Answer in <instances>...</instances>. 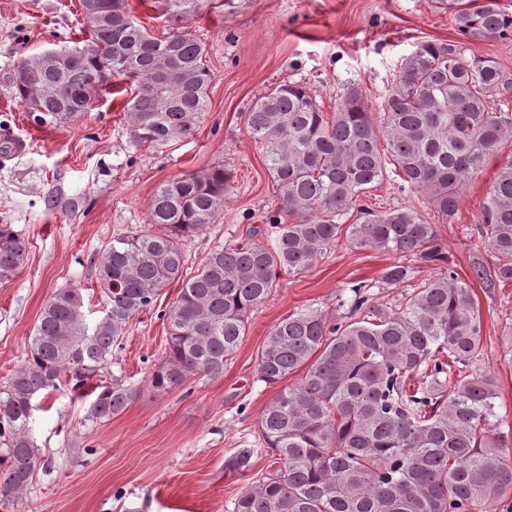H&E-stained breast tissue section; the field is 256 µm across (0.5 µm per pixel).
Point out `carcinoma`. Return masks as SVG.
<instances>
[{"label": "carcinoma", "mask_w": 512, "mask_h": 512, "mask_svg": "<svg viewBox=\"0 0 512 512\" xmlns=\"http://www.w3.org/2000/svg\"><path fill=\"white\" fill-rule=\"evenodd\" d=\"M104 2L110 14L83 13L89 37L61 50L60 67L42 66V53L16 66L9 76L15 94L23 104L36 99L42 117L66 123L119 77L129 84L125 120L135 144L163 149L188 138L207 112L213 80L207 46L189 25L205 0H158L170 29L161 39L132 15L128 0ZM448 11L465 38L512 40V13L496 0H448ZM509 94L512 79L496 60L469 59L448 40L424 41L405 59L379 125L358 87L330 116L301 83L261 95L246 123L279 200L265 225L267 243L219 245L187 275V247L220 221L230 177L220 165L161 183L147 213L154 230L113 237L98 260L105 316L89 328L83 288L58 289L40 312L26 358L0 382V503L20 498L39 461L30 436L38 398L63 383L89 384L130 320L164 288L180 284L162 314L168 348L148 380L156 391L195 375L223 377L280 273L309 272L344 232L353 246L399 262L352 286L351 296L338 299L339 316L308 307L268 334L257 381L274 386L303 375L280 389L256 423L280 468L246 485L234 512H492L512 493V463L492 425L497 383L475 368L484 346L472 287L449 266L436 225L418 209L375 211L360 201L393 173L450 221L467 179L512 135V112L491 104ZM478 224L470 249L495 262L477 261L471 272L489 292L512 281V160L499 168ZM26 256V240L0 224V280ZM414 261L439 272L404 301L380 302L382 291L415 278ZM92 393L86 419L99 423L125 410L137 391L114 376Z\"/></svg>", "instance_id": "1"}]
</instances>
